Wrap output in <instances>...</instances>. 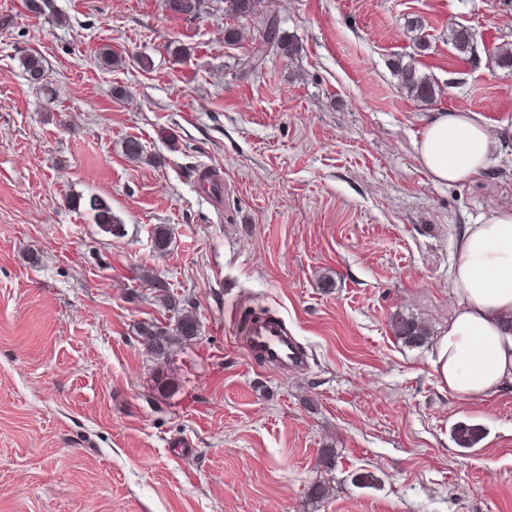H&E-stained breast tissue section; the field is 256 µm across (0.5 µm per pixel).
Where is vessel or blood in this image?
<instances>
[{"label": "vessel or blood", "mask_w": 512, "mask_h": 512, "mask_svg": "<svg viewBox=\"0 0 512 512\" xmlns=\"http://www.w3.org/2000/svg\"><path fill=\"white\" fill-rule=\"evenodd\" d=\"M232 315L242 344L250 356L283 370L303 367L307 357L280 317L249 314L236 306Z\"/></svg>", "instance_id": "b4317fda"}]
</instances>
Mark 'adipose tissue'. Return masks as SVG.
I'll use <instances>...</instances> for the list:
<instances>
[{
	"label": "adipose tissue",
	"instance_id": "obj_1",
	"mask_svg": "<svg viewBox=\"0 0 512 512\" xmlns=\"http://www.w3.org/2000/svg\"><path fill=\"white\" fill-rule=\"evenodd\" d=\"M414 146L432 181L461 183L487 170L500 138L480 115L453 110L428 121ZM448 288L453 315L432 360L440 385L463 400L512 389V208L465 225Z\"/></svg>",
	"mask_w": 512,
	"mask_h": 512
}]
</instances>
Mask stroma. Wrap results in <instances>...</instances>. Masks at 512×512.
<instances>
[{"mask_svg": "<svg viewBox=\"0 0 512 512\" xmlns=\"http://www.w3.org/2000/svg\"><path fill=\"white\" fill-rule=\"evenodd\" d=\"M271 13L300 52L240 75ZM459 24L476 58L449 45ZM225 25L222 0L194 18L165 0H0V512H512V391L453 398L431 347L388 326L401 310L439 336L463 227L512 207V68L488 63L512 0H264L239 43ZM399 57L435 102L399 88ZM456 109L508 136L481 177L437 184L414 143ZM92 195L123 238L94 224ZM148 272L200 325L165 358L134 330L172 316ZM240 303L282 316L307 366L251 359ZM460 422L483 427L474 448L453 441ZM22 67L27 81L38 88L45 89L42 81L44 77V64L42 57L36 52H29L23 56ZM393 75L397 78L398 84L413 99L431 103L439 95L438 84L421 74L414 63L404 62L402 58H396L392 64Z\"/></svg>", "mask_w": 512, "mask_h": 512, "instance_id": "stroma-1", "label": "stroma"}]
</instances>
